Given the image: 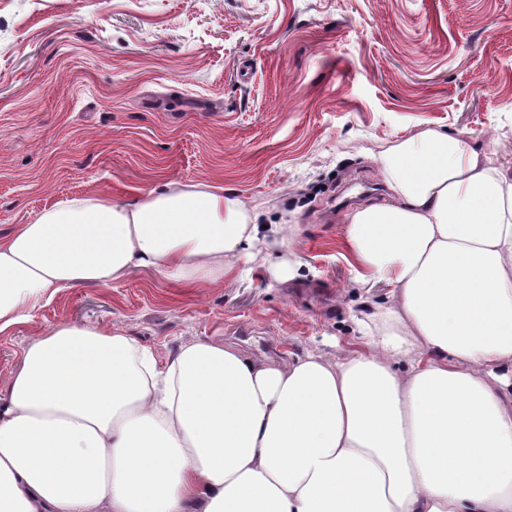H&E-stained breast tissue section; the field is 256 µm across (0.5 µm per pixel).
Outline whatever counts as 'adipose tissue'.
Returning a JSON list of instances; mask_svg holds the SVG:
<instances>
[{
  "instance_id": "ef3b65f1",
  "label": "adipose tissue",
  "mask_w": 512,
  "mask_h": 512,
  "mask_svg": "<svg viewBox=\"0 0 512 512\" xmlns=\"http://www.w3.org/2000/svg\"><path fill=\"white\" fill-rule=\"evenodd\" d=\"M348 213L359 280L392 286L360 351L165 365L118 326H51L0 401V512H512V171L427 129L373 154ZM223 191L67 199L0 235V331L138 268L235 279L267 236Z\"/></svg>"
}]
</instances>
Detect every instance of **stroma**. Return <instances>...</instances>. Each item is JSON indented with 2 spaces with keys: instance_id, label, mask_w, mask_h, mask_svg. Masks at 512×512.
<instances>
[{
  "instance_id": "1",
  "label": "stroma",
  "mask_w": 512,
  "mask_h": 512,
  "mask_svg": "<svg viewBox=\"0 0 512 512\" xmlns=\"http://www.w3.org/2000/svg\"><path fill=\"white\" fill-rule=\"evenodd\" d=\"M424 129L512 160V0H0V234L64 199L220 187L290 242L232 282L150 269L68 288L0 332V399L59 323L117 325L166 362L221 340L335 358L390 300L343 220L385 200L367 151Z\"/></svg>"
}]
</instances>
